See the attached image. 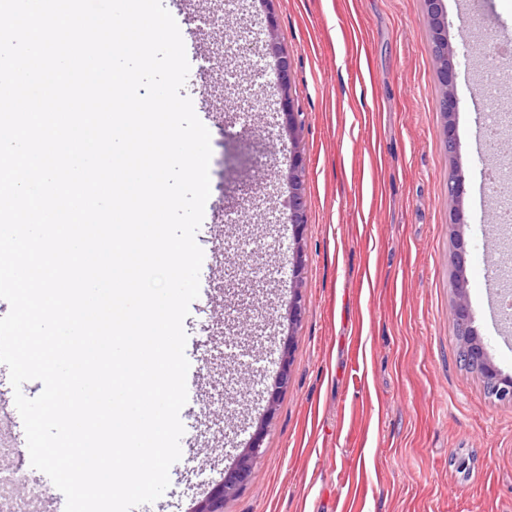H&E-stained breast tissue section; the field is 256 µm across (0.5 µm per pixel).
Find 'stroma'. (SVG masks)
<instances>
[{"instance_id": "35a3bbf8", "label": "stroma", "mask_w": 512, "mask_h": 512, "mask_svg": "<svg viewBox=\"0 0 512 512\" xmlns=\"http://www.w3.org/2000/svg\"><path fill=\"white\" fill-rule=\"evenodd\" d=\"M175 21L201 15L185 38L182 90L210 126V196L196 241L211 258L204 293L184 321L187 377L180 420L188 441L170 486L135 512H190L224 478L257 428L262 457L224 512H512V402L489 397L459 361L448 176L464 182L465 276L474 326L512 377L486 313V243L478 201L490 153H477L475 92L497 65L466 53L467 17L512 42V0L465 12L444 0L458 56L459 149L449 156L440 64L424 0H163ZM272 31L291 61L299 140L271 129L280 98L272 57L241 53L245 28ZM304 169L307 222L290 223L287 174ZM305 265L291 277L293 246ZM302 296L297 325L288 321ZM291 339L289 384L267 390L276 345ZM0 409L11 423L0 465L28 460L9 371Z\"/></svg>"}]
</instances>
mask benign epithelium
Masks as SVG:
<instances>
[{"label": "benign epithelium", "instance_id": "obj_1", "mask_svg": "<svg viewBox=\"0 0 512 512\" xmlns=\"http://www.w3.org/2000/svg\"><path fill=\"white\" fill-rule=\"evenodd\" d=\"M426 4L425 22L432 33L433 52L440 61L439 82L442 88L440 107L446 120V138L448 153L456 150V122L455 115L459 109L455 73L456 64L452 55L448 54V42L444 35L445 23L441 13V0H424ZM264 50L274 59L273 67L277 75V81L281 90L283 101V115L285 116V128L290 137H295L298 128L299 112L295 110L294 100L289 93L290 61L288 55L270 41L262 44ZM302 164L300 159H295L288 172V184L291 189L292 220L295 229H300L306 224L305 199L301 185ZM462 205V179L451 174L448 176V208L452 218L454 251L452 261L457 275L450 284L455 296L453 316L458 329L460 350L463 354L464 365L477 371L491 386V396L498 401L512 402V378L503 376L490 361L485 344L477 336L472 327V313L466 296V282L463 271L466 264L467 251L461 227ZM292 357V343L284 340L279 345L277 358L278 376L271 392V400H276L278 394L288 385V369ZM264 430H259L253 437L249 448L239 456L235 468L224 474V480L213 488L209 496L198 504L193 512H224V499L230 494L240 490L249 479L252 469L261 458V442Z\"/></svg>", "mask_w": 512, "mask_h": 512}]
</instances>
